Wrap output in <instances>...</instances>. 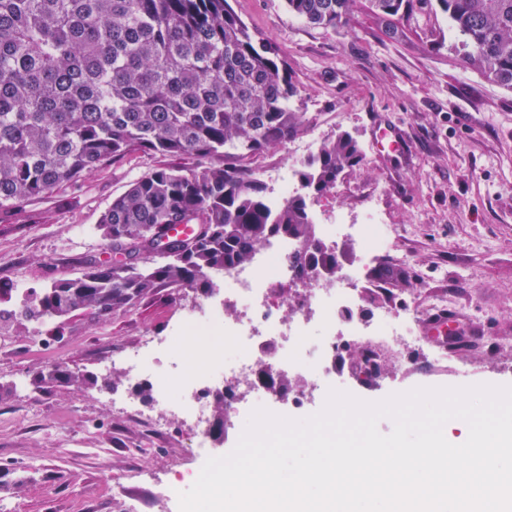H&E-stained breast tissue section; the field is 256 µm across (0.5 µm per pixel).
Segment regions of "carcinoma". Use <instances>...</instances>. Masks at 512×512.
Segmentation results:
<instances>
[{
  "instance_id": "1",
  "label": "carcinoma",
  "mask_w": 512,
  "mask_h": 512,
  "mask_svg": "<svg viewBox=\"0 0 512 512\" xmlns=\"http://www.w3.org/2000/svg\"><path fill=\"white\" fill-rule=\"evenodd\" d=\"M286 3L336 30L352 25L356 0ZM435 4L462 36V61L512 90V0H367L387 38L427 19ZM296 96L278 48L255 38L229 0H0V223L130 154L197 160L157 167L112 200L100 231L127 262L89 261L81 276L32 292L22 314L103 317L157 288L208 296L275 236L300 243L294 265L331 280L343 253L321 246L309 201L363 162L357 138L343 131L322 142L295 169L302 192L276 211L244 164L298 134L306 113ZM173 224L202 232L191 243L170 238ZM368 276L408 285L400 268L373 267ZM210 403L222 432L224 395Z\"/></svg>"
}]
</instances>
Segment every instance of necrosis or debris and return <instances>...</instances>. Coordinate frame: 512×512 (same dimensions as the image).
Wrapping results in <instances>:
<instances>
[{
    "instance_id": "obj_1",
    "label": "necrosis or debris",
    "mask_w": 512,
    "mask_h": 512,
    "mask_svg": "<svg viewBox=\"0 0 512 512\" xmlns=\"http://www.w3.org/2000/svg\"><path fill=\"white\" fill-rule=\"evenodd\" d=\"M320 230L329 249L339 239L357 236L360 264L340 268L325 283L315 276L301 280L291 263L297 244L273 240L253 265L226 272L223 294L188 313L171 335L146 337L101 362V369L120 364L136 383L150 384L154 411L193 425V453L204 460L213 455L210 399L203 396L204 388H233V395L224 399V436L235 442L255 408L284 416L320 407L336 385L341 342L359 345L364 376L378 372L387 352L422 343L421 311H384L367 322L351 316L360 296L377 288L367 268L388 245L384 224L374 218L348 224L335 210ZM187 336H210L215 344L190 353L182 345ZM264 368L281 377L295 376L303 385L289 392L286 404H277L257 378Z\"/></svg>"
}]
</instances>
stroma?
<instances>
[{"label":"stroma","mask_w":512,"mask_h":512,"mask_svg":"<svg viewBox=\"0 0 512 512\" xmlns=\"http://www.w3.org/2000/svg\"><path fill=\"white\" fill-rule=\"evenodd\" d=\"M229 3L288 65L310 116L296 142L347 131L364 147L362 164L311 200L314 222L335 206L360 222L374 194L383 223L400 234L375 261L405 268L410 286L370 293L354 318L442 297L464 337L445 362L427 348L390 356L366 389L348 374L355 358L341 352L338 385L369 402L416 387L512 385V91L461 64L457 33L441 13L429 19L445 36L434 49L409 27L401 38L384 37L364 0L351 28L336 31L289 13L285 0ZM384 126L397 132L403 153L382 147ZM192 164L188 156L132 154L25 203L13 223H0V286L40 289L80 275L87 260L106 256L99 224L114 198L154 167ZM198 299L160 288L99 320L78 311L60 323L0 325V512H85L89 501L96 512H177L163 482L203 466L187 453L188 424L173 418L154 434L115 408L113 397L131 386L120 367L111 393L38 378L53 364L100 376V360L141 336L167 334Z\"/></svg>","instance_id":"1"}]
</instances>
